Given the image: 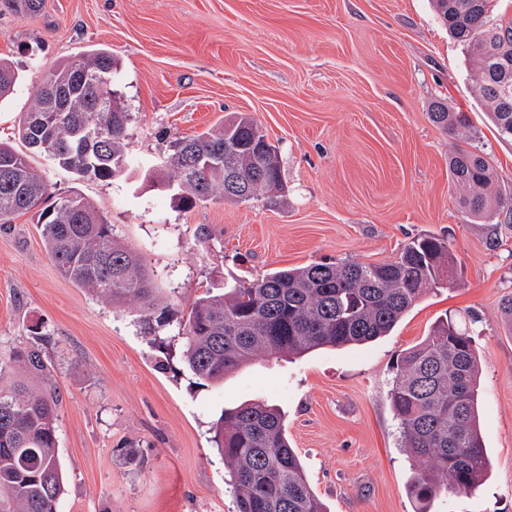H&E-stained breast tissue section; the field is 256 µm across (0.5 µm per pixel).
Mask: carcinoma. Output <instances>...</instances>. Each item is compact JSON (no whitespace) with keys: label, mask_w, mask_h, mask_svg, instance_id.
<instances>
[{"label":"carcinoma","mask_w":512,"mask_h":512,"mask_svg":"<svg viewBox=\"0 0 512 512\" xmlns=\"http://www.w3.org/2000/svg\"><path fill=\"white\" fill-rule=\"evenodd\" d=\"M441 22L462 47L481 96L500 136L512 139V108L504 110L491 85L502 63L512 66V17L493 14L495 0H432ZM43 0H0V13L37 15ZM84 66L97 85L49 96L36 86L31 109L23 113L18 135L35 152L79 179L111 181L117 170L132 173L127 151L131 113L89 112V98L112 96L120 61L108 49H92L64 59L51 70L60 87ZM19 74L0 60V99L12 94ZM40 113L45 123H32ZM430 120L449 134H460L468 116L440 102ZM99 126L105 151L84 146L87 125ZM239 149L224 153V134ZM246 113L216 129L179 139L153 183L175 185L184 210L222 199H257L282 189L276 147ZM251 180L248 194L225 193L224 169ZM452 180L462 189V209L492 219L512 211V196L497 188L493 165L459 145L448 158ZM33 213L42 226L47 252L62 277L116 307L134 305L149 335L173 322L177 312L158 294L140 253L119 241L112 224L78 192L54 200L46 173L27 156L0 142V223ZM454 258L447 241L428 236L411 241L391 261H340L279 270L222 295L196 298L179 317L182 358L199 381L218 382L257 357L300 356L322 347L362 345L388 335L427 292L452 281ZM42 376L45 390L21 384L0 388V512H58L64 492L56 440L59 393L42 350L30 347L0 358V379L8 367ZM391 406L399 418L402 448L417 469L411 491L421 512L443 490H471L487 477L490 461L478 424L481 364L473 338L452 320L441 319L428 335L407 349L395 366ZM215 447L236 491L237 512H326L309 485L304 465L285 436L280 411L251 403L224 414L216 423Z\"/></svg>","instance_id":"carcinoma-1"}]
</instances>
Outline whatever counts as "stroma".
Returning a JSON list of instances; mask_svg holds the SVG:
<instances>
[{"mask_svg": "<svg viewBox=\"0 0 512 512\" xmlns=\"http://www.w3.org/2000/svg\"><path fill=\"white\" fill-rule=\"evenodd\" d=\"M96 46L119 58L132 114L129 154L148 168L172 141L249 114L278 151L284 192L176 208L142 181H75L40 156L56 194L79 191L141 251L176 309L208 288L311 263L395 259L415 237H447L456 277L371 344L259 358L197 385L177 326L151 347L135 308L63 278L32 215L0 227V356L35 343L60 393L61 512H235L212 426L223 409L267 402L328 512H416L414 469L390 406L393 366L443 317L473 335L482 361L481 425L491 475L441 492L430 512H512V219L499 243L467 218L450 177L457 141L435 102L466 113L471 145L512 191V140L488 118L461 46L430 0H45L0 15V58L23 80L0 101L14 141L33 91L59 61Z\"/></svg>", "mask_w": 512, "mask_h": 512, "instance_id": "35a3bbf8", "label": "stroma"}]
</instances>
